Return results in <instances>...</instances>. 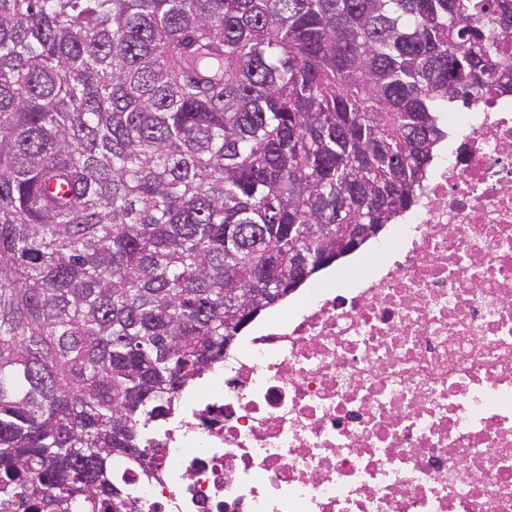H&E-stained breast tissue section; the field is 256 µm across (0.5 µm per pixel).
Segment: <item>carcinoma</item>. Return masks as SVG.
Returning <instances> with one entry per match:
<instances>
[{
    "label": "carcinoma",
    "instance_id": "carcinoma-1",
    "mask_svg": "<svg viewBox=\"0 0 512 512\" xmlns=\"http://www.w3.org/2000/svg\"><path fill=\"white\" fill-rule=\"evenodd\" d=\"M512 0H0V512H126L248 297L417 199Z\"/></svg>",
    "mask_w": 512,
    "mask_h": 512
}]
</instances>
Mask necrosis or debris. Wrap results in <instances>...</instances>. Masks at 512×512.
I'll return each instance as SVG.
<instances>
[{
    "label": "necrosis or debris",
    "instance_id": "necrosis-or-debris-1",
    "mask_svg": "<svg viewBox=\"0 0 512 512\" xmlns=\"http://www.w3.org/2000/svg\"><path fill=\"white\" fill-rule=\"evenodd\" d=\"M442 121L379 262L180 391L127 512H512V90Z\"/></svg>",
    "mask_w": 512,
    "mask_h": 512
}]
</instances>
